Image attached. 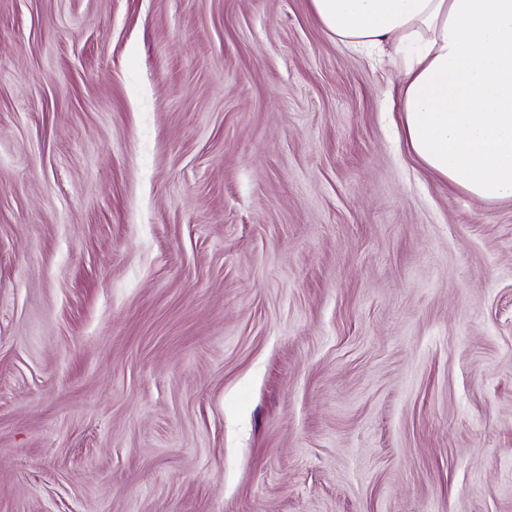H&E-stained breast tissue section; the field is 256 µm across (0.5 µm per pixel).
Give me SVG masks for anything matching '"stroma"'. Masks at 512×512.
<instances>
[{
	"label": "stroma",
	"mask_w": 512,
	"mask_h": 512,
	"mask_svg": "<svg viewBox=\"0 0 512 512\" xmlns=\"http://www.w3.org/2000/svg\"><path fill=\"white\" fill-rule=\"evenodd\" d=\"M398 84L310 0H0V512H512V202Z\"/></svg>",
	"instance_id": "stroma-1"
}]
</instances>
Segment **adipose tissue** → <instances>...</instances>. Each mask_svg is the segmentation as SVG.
Wrapping results in <instances>:
<instances>
[{
    "mask_svg": "<svg viewBox=\"0 0 512 512\" xmlns=\"http://www.w3.org/2000/svg\"><path fill=\"white\" fill-rule=\"evenodd\" d=\"M337 43L404 49L410 151L483 203L512 201V0H310Z\"/></svg>",
    "mask_w": 512,
    "mask_h": 512,
    "instance_id": "1",
    "label": "adipose tissue"
}]
</instances>
